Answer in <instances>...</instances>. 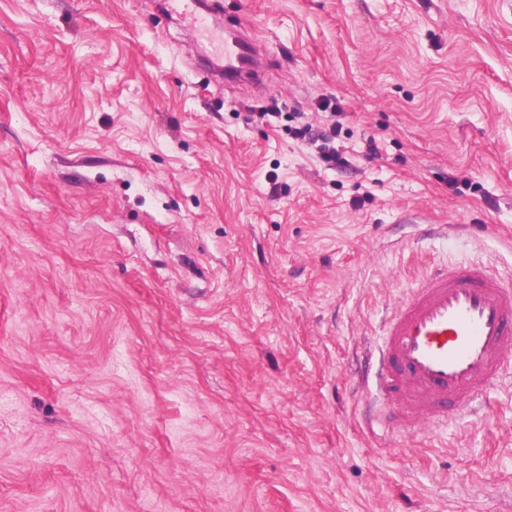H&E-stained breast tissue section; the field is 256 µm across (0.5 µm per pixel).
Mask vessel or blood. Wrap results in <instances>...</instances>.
I'll list each match as a JSON object with an SVG mask.
<instances>
[{
    "instance_id": "b4317fda",
    "label": "vessel or blood",
    "mask_w": 512,
    "mask_h": 512,
    "mask_svg": "<svg viewBox=\"0 0 512 512\" xmlns=\"http://www.w3.org/2000/svg\"><path fill=\"white\" fill-rule=\"evenodd\" d=\"M172 2L179 17L207 30L196 0ZM258 54L228 32L225 79L259 81ZM511 351L512 288L479 265L435 267L384 323L375 370L381 406L415 425L446 420L487 389Z\"/></svg>"
}]
</instances>
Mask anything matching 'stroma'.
Here are the masks:
<instances>
[{"mask_svg": "<svg viewBox=\"0 0 512 512\" xmlns=\"http://www.w3.org/2000/svg\"><path fill=\"white\" fill-rule=\"evenodd\" d=\"M205 9L262 87L162 0H0V512H512V358L410 436L359 371L434 265L512 286V0ZM259 50L255 44L236 31L227 33L224 38V79L247 78L257 82L260 79L258 65ZM292 134L295 139L313 145L318 141H321L322 143L317 146V149L322 161L327 164L328 169H336V167L344 168L348 165V160L344 158L335 147H330L328 145L331 139L336 136V123L331 128V135L326 132L313 129V126L310 123L295 127Z\"/></svg>", "mask_w": 512, "mask_h": 512, "instance_id": "obj_1", "label": "stroma"}]
</instances>
